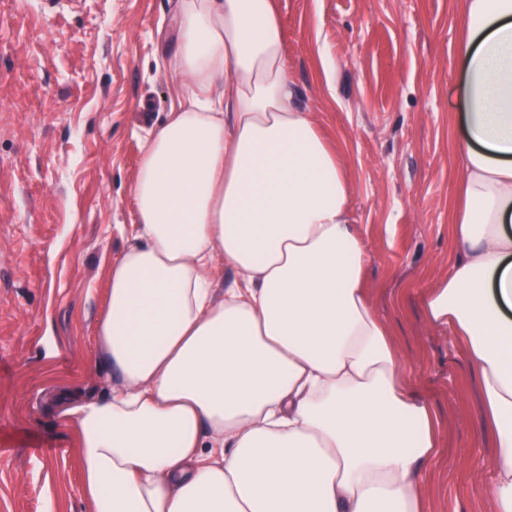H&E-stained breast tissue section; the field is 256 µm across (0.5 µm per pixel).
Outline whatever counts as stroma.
<instances>
[{"label": "stroma", "instance_id": "obj_1", "mask_svg": "<svg viewBox=\"0 0 512 512\" xmlns=\"http://www.w3.org/2000/svg\"><path fill=\"white\" fill-rule=\"evenodd\" d=\"M298 102L336 146L366 288L439 415L428 512H493L482 395L423 301L458 254L461 0H277ZM179 0H0V512H87L59 392L111 385L95 326L136 232L129 187L185 92Z\"/></svg>", "mask_w": 512, "mask_h": 512}]
</instances>
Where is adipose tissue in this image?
<instances>
[{"instance_id": "adipose-tissue-1", "label": "adipose tissue", "mask_w": 512, "mask_h": 512, "mask_svg": "<svg viewBox=\"0 0 512 512\" xmlns=\"http://www.w3.org/2000/svg\"><path fill=\"white\" fill-rule=\"evenodd\" d=\"M460 252L424 302L478 374L512 512V0H463ZM184 104L147 140L97 326L107 398L61 393L89 512H425L438 418L365 288L336 149L276 0H182ZM236 280L216 297V261Z\"/></svg>"}]
</instances>
